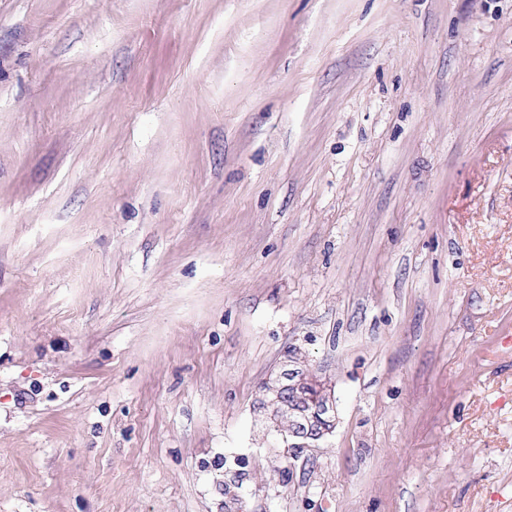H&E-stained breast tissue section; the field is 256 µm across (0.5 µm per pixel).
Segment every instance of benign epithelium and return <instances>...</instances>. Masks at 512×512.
I'll return each mask as SVG.
<instances>
[{"label":"benign epithelium","mask_w":512,"mask_h":512,"mask_svg":"<svg viewBox=\"0 0 512 512\" xmlns=\"http://www.w3.org/2000/svg\"><path fill=\"white\" fill-rule=\"evenodd\" d=\"M261 409L271 420L283 415L292 417V427L283 438L290 452L316 446L336 428L331 385L298 356H288L284 369L265 384Z\"/></svg>","instance_id":"obj_1"}]
</instances>
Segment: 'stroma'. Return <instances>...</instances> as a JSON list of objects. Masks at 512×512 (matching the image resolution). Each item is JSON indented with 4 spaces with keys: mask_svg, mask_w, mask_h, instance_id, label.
<instances>
[{
    "mask_svg": "<svg viewBox=\"0 0 512 512\" xmlns=\"http://www.w3.org/2000/svg\"><path fill=\"white\" fill-rule=\"evenodd\" d=\"M0 512H512V0H0ZM310 389L314 394L306 393ZM331 391L326 379L310 370L302 357L292 355H288L279 375L263 387L260 408L267 418L292 417L290 429L288 416L280 418L277 429L280 434L288 433V437H283V443L291 454L298 448L315 447L334 432L337 417Z\"/></svg>",
    "mask_w": 512,
    "mask_h": 512,
    "instance_id": "1",
    "label": "stroma"
}]
</instances>
